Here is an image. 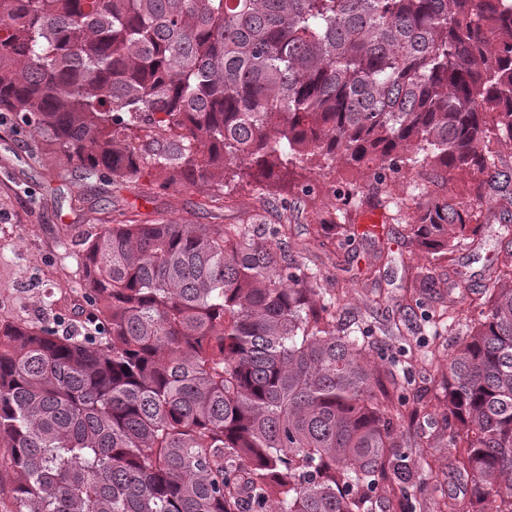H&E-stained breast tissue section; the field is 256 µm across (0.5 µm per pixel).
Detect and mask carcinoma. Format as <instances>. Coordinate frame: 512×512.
I'll list each match as a JSON object with an SVG mask.
<instances>
[{
	"label": "carcinoma",
	"instance_id": "obj_1",
	"mask_svg": "<svg viewBox=\"0 0 512 512\" xmlns=\"http://www.w3.org/2000/svg\"><path fill=\"white\" fill-rule=\"evenodd\" d=\"M41 137L50 176L159 187L280 182L313 157L379 165L305 207L350 241L348 211L392 210L434 256L382 332L432 368L417 386L367 360L388 347L343 311L344 286L288 242L291 199L234 224L95 210L77 254L84 304L0 315V472L15 512H416L405 424L443 390L437 438L470 485L448 512H512V0H0V115ZM476 176L465 198L448 175ZM416 177L417 199L392 193ZM505 247L469 284L455 252ZM382 251L361 287L385 308ZM456 337L444 371L430 357ZM494 508L487 509V503Z\"/></svg>",
	"mask_w": 512,
	"mask_h": 512
}]
</instances>
